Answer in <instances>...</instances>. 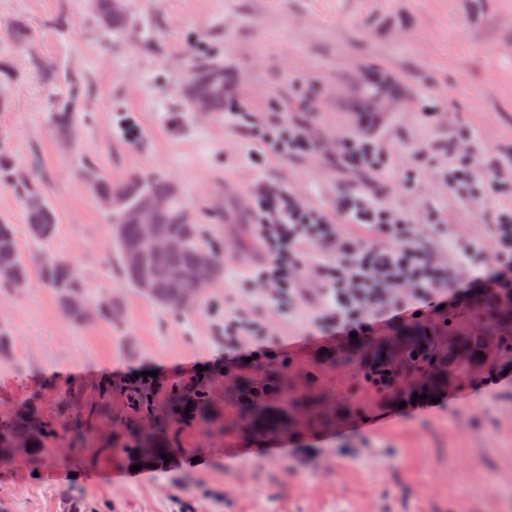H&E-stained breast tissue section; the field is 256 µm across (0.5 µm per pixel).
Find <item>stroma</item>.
Returning <instances> with one entry per match:
<instances>
[{
    "label": "stroma",
    "mask_w": 512,
    "mask_h": 512,
    "mask_svg": "<svg viewBox=\"0 0 512 512\" xmlns=\"http://www.w3.org/2000/svg\"><path fill=\"white\" fill-rule=\"evenodd\" d=\"M127 9L134 31L119 38L103 29L93 0H0V31L29 32L25 44L0 47L14 76L0 132L59 224L48 244L33 242L20 191L5 181L0 222L14 225L28 258L74 262L91 295L111 294L118 318L73 326L36 279L23 295L0 291V324L14 338L0 360V420L28 404L55 430L40 452L0 464V512H512V382L485 381L503 350L454 372V396L424 413L360 430L343 421L384 401L365 381L363 359L399 332L436 331L443 348L452 329L500 336L479 317L486 295L472 291L448 315L402 330L380 327L346 362L345 346L314 326L309 308L288 314L242 292L262 254L248 225L224 221L232 180L249 190L283 181L316 206L355 188L417 214L441 207L442 249L478 237L494 250L487 224L498 197L453 199L417 157L459 127L489 157L512 155V0H127ZM211 57L263 112L301 113L303 91L313 89L317 105L303 115L321 151L256 168L223 113L183 99L191 61ZM61 101L75 112L65 137L52 123ZM362 134L383 146L379 171L351 172L327 151ZM88 167L115 178L157 171L178 184L224 247V277L202 308L164 310L127 285L112 259V226L79 176ZM215 304L257 309L279 355L229 376L215 369L205 413L161 428L176 454L142 463L133 436L153 419L134 408L121 378L156 372L165 396L184 371L212 361L224 344ZM323 345L332 353L321 354ZM270 377L278 390L266 404L283 427L263 434L242 421L239 393Z\"/></svg>",
    "instance_id": "stroma-1"
}]
</instances>
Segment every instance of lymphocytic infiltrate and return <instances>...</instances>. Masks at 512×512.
<instances>
[{
    "label": "lymphocytic infiltrate",
    "mask_w": 512,
    "mask_h": 512,
    "mask_svg": "<svg viewBox=\"0 0 512 512\" xmlns=\"http://www.w3.org/2000/svg\"><path fill=\"white\" fill-rule=\"evenodd\" d=\"M224 122L251 142L250 159L258 167L270 157L307 158L318 148L306 123L257 111L231 88L224 93ZM437 151L448 157L436 172L450 197L465 201L491 192L508 200V207L490 219L494 256L472 238L458 240L453 255L445 258L438 255L437 238L417 241V221L445 223L444 212L435 206L418 217L370 193L348 190L323 208L303 202L283 182L263 181L249 200L252 234L264 258L253 268L248 286L259 288L264 300L283 312L302 303L313 307L315 325L347 345L365 342L379 325L402 327L416 315L457 308L471 288L512 299V163L484 161L480 144L468 133L450 137ZM336 155L358 173L378 171L384 162L379 147L364 136L338 142ZM353 226L365 230L366 238L350 234ZM219 331L224 355L215 366L234 371L247 361L276 356L269 344L271 331L253 311H225ZM447 370L443 363L433 371L434 388L417 401L398 391L402 370L392 362H367L364 377L379 390L394 391L381 407L386 417L423 412L432 399L447 397Z\"/></svg>",
    "instance_id": "lymphocytic-infiltrate-1"
}]
</instances>
